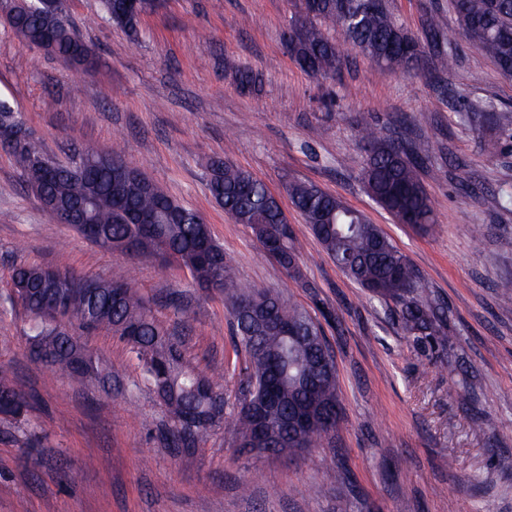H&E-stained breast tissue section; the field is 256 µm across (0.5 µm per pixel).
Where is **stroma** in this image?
Here are the masks:
<instances>
[{
	"mask_svg": "<svg viewBox=\"0 0 512 512\" xmlns=\"http://www.w3.org/2000/svg\"><path fill=\"white\" fill-rule=\"evenodd\" d=\"M408 33L436 16L456 63L443 83L420 69L374 73L352 52L315 77L283 34L298 0H166L138 24V40L102 18L100 0H62L96 51L90 67L27 46L0 0V102L19 113L37 147L65 162L72 148L123 147L128 160L201 214L240 287L271 288L321 325L337 368L341 421L293 459L243 453L227 424L242 399L245 363L221 295L152 257L108 254L53 224L0 151V375L31 398L21 421L0 419V512H512V122L497 149L460 115L491 104L512 113V77L457 35L450 0H386ZM260 81L242 92L238 67ZM421 145L431 231L394 223L362 179L357 123ZM262 180L292 225L294 279L261 256L207 188L212 160ZM300 180L340 197L377 224L447 309L451 347L416 344L393 303L371 297L327 255L293 207ZM65 264L127 278L191 364L221 375L224 421L195 447L167 438L166 407L116 333H79L112 374L109 384L55 372L28 355V314L11 302L20 263ZM465 400H458V393Z\"/></svg>",
	"mask_w": 512,
	"mask_h": 512,
	"instance_id": "obj_1",
	"label": "stroma"
}]
</instances>
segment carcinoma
Wrapping results in <instances>:
<instances>
[{"label": "carcinoma", "instance_id": "1", "mask_svg": "<svg viewBox=\"0 0 512 512\" xmlns=\"http://www.w3.org/2000/svg\"><path fill=\"white\" fill-rule=\"evenodd\" d=\"M348 12L336 0H323L316 19L340 30L343 43L325 37L309 21L296 33L294 58L313 76L337 70L347 51H355L371 62L385 56L394 62L393 70L410 75L426 55H431L442 72L451 69L442 29L427 22L423 37H413L389 15L386 5L375 11L362 7V0H350ZM106 20L138 38L137 21L112 9V0H102ZM468 45L492 59L500 71L512 75V0H461L451 3ZM9 27L28 45L48 43L55 52L76 57L83 64L79 49L83 39L76 27H61L55 12H32L22 0L14 3L6 17ZM512 120L509 112L478 109L465 113L473 129H490L492 119ZM368 152L363 180L375 202L399 224L414 223L423 230L434 223L430 200L420 178L422 160L418 147L402 140L382 139L370 125L359 130ZM25 183H39L47 166L60 169L58 177L45 184L43 210L49 221L59 224L80 200L90 203L93 220L102 226L106 252L140 257L154 256L189 269L199 286L214 283L224 296V307L235 325V344L248 356L245 397L235 416L233 432L241 443L251 438V407L263 396L266 385H277L282 394L281 409L268 411L271 437H278V422L294 405L305 402L319 416L332 415V423H318L308 429L304 447L330 436L340 422L336 378L321 382L311 390L297 386L309 375L313 358L327 345L321 326L304 309L286 303L270 288L247 291L238 287L224 249L215 241L200 216L186 208L148 178H133L123 192L130 212L153 210L163 205L161 223L131 224L115 208L114 164L125 161L114 151L98 161L95 175L82 176L78 160L69 164L46 158L33 141L12 150ZM208 187L212 197L238 224L249 227L258 240L264 257L276 261L289 275H299V254L291 225L280 219V206L267 186L250 172L227 161L210 166ZM295 209L312 234L345 275L373 297L395 304L403 331L430 347L449 343L446 314L419 288L420 274L376 224L340 198L305 181L289 184ZM64 283L57 289L56 307L68 322L84 331L109 328L129 343L142 362L146 380L171 414L169 439L184 448L194 446L224 416V393L213 378L187 364L184 352L174 345L143 299L122 277L100 279L58 265ZM12 293L33 318L30 326L32 354L55 370L71 377L112 379L86 347L59 330L56 313L43 293L44 266L23 264L12 275ZM264 297L279 320L293 327L294 335L284 339L259 329L257 321L243 313L245 302ZM13 408L11 418L24 417L28 402L12 381L0 377V409Z\"/></svg>", "mask_w": 512, "mask_h": 512}]
</instances>
